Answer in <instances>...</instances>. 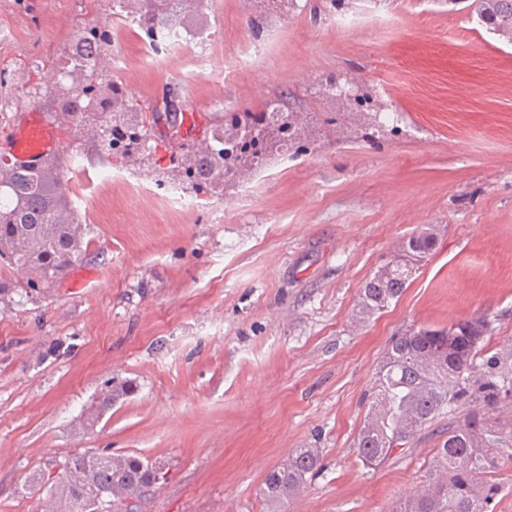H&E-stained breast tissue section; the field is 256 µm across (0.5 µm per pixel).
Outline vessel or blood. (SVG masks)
Returning a JSON list of instances; mask_svg holds the SVG:
<instances>
[{"label": "vessel or blood", "instance_id": "1", "mask_svg": "<svg viewBox=\"0 0 512 512\" xmlns=\"http://www.w3.org/2000/svg\"><path fill=\"white\" fill-rule=\"evenodd\" d=\"M0 153L18 164L37 168L62 155L63 148L56 125L36 105L29 104L15 113L11 127L0 134Z\"/></svg>", "mask_w": 512, "mask_h": 512}]
</instances>
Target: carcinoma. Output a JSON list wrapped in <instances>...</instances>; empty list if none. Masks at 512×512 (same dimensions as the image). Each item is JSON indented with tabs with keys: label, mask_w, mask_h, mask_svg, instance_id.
Listing matches in <instances>:
<instances>
[{
	"label": "carcinoma",
	"mask_w": 512,
	"mask_h": 512,
	"mask_svg": "<svg viewBox=\"0 0 512 512\" xmlns=\"http://www.w3.org/2000/svg\"><path fill=\"white\" fill-rule=\"evenodd\" d=\"M123 17L135 21L152 41L164 24L186 29L188 17L201 12L208 0H121ZM479 25L512 44V0H472ZM108 33L85 29L68 53L63 77L49 97L57 101L53 122L78 130L94 140L98 129L107 135V151L125 158L131 149L158 153L170 141L184 116L194 113L183 101L138 100L109 79L112 57ZM335 78L321 79L315 94L336 102ZM365 139L382 133L375 112H358ZM310 116L292 108L275 121L261 124L255 112H226L202 130L212 149L200 152L183 167L184 179L197 194H207L230 181L255 175L272 153L300 151L310 139ZM75 150L38 168L20 166L0 155V267L28 266L40 273V284L53 287L86 253L74 232L79 215L63 173L76 159ZM437 239L425 228L403 243L390 262L380 266L360 289L359 313L372 316L398 298L435 251ZM486 317L449 328L411 329L392 340L376 372L374 400L359 431V456L378 468L403 450L421 428L448 414L446 439L430 464V482L421 495L399 504L393 512H488L496 485L488 477L512 461V428L499 425L489 411L498 403L512 375L497 364L477 363L491 336ZM318 463L317 451L299 448L288 463L269 472L260 489L262 499L279 505L297 494ZM63 469L90 471L82 487L60 483L56 502L61 512H85L86 502L112 485L109 512H135L133 499L159 483L155 471L136 456L76 452L64 458Z\"/></svg>",
	"instance_id": "carcinoma-1"
}]
</instances>
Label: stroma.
Here are the masks:
<instances>
[{
    "label": "stroma",
    "instance_id": "stroma-1",
    "mask_svg": "<svg viewBox=\"0 0 512 512\" xmlns=\"http://www.w3.org/2000/svg\"><path fill=\"white\" fill-rule=\"evenodd\" d=\"M250 67L225 54L256 42L241 0H209L208 46L143 58L144 34L112 17V0H0V130L35 98L87 26L111 35L112 78L140 100L175 85L210 118L286 98L323 111L317 79L358 71L400 110L401 130L374 142L330 127L266 177L230 183L180 211L172 152L112 161L82 145L65 171L90 246L71 288L0 296V512H41L30 473L89 448L164 464L167 479L137 512H391L421 492L447 416L379 468L355 442L392 339L481 315L486 355L512 344V44L447 0H385L379 16L336 28L306 0ZM460 21L470 29L445 37ZM122 179L89 184L103 164ZM431 229L437 249L402 295L361 318L358 294L400 244ZM129 392L106 410V386ZM318 466L275 507L265 476L296 449Z\"/></svg>",
    "mask_w": 512,
    "mask_h": 512
}]
</instances>
